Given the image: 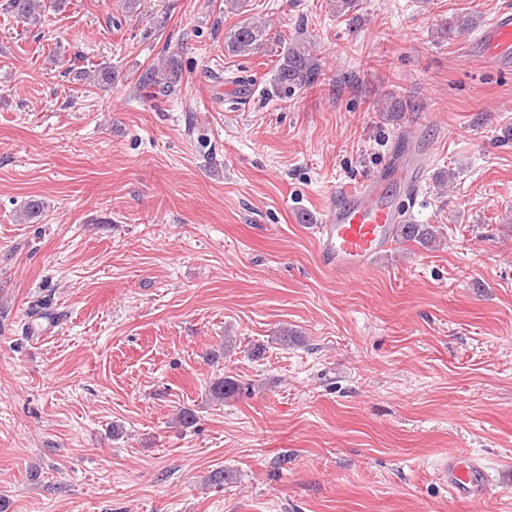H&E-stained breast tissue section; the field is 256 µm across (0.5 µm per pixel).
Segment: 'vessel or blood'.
I'll return each instance as SVG.
<instances>
[{"mask_svg":"<svg viewBox=\"0 0 512 512\" xmlns=\"http://www.w3.org/2000/svg\"><path fill=\"white\" fill-rule=\"evenodd\" d=\"M476 46L485 64L497 67L512 63V12L496 14L477 37ZM427 165L423 152H406L390 160L381 173L331 198L322 223L316 227L322 267L346 276L367 269L370 261L390 246L395 225L407 221L404 210L394 206L387 194L388 180L398 181L408 197H418ZM438 474L452 492L482 498L485 473L476 462L464 461L451 451L441 459Z\"/></svg>","mask_w":512,"mask_h":512,"instance_id":"vessel-or-blood-1","label":"vessel or blood"}]
</instances>
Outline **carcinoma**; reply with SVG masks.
I'll return each instance as SVG.
<instances>
[{"label": "carcinoma", "instance_id": "carcinoma-1", "mask_svg": "<svg viewBox=\"0 0 512 512\" xmlns=\"http://www.w3.org/2000/svg\"><path fill=\"white\" fill-rule=\"evenodd\" d=\"M66 0H5L3 10L23 22L37 24L41 12L46 8L61 9ZM271 39L266 27L253 21L244 22L232 29L226 37V47L231 53H256ZM321 69L313 53L310 42L304 39H291L283 42L278 65L270 81L267 92L273 96L286 95L295 89L308 88L320 80ZM179 77V65L170 58L158 67L147 69L138 79L140 88L148 90L154 98L171 92ZM397 237L413 240L424 245L436 243L437 234L430 224H401ZM238 384L230 379L218 378L208 388L209 396L216 402L235 393Z\"/></svg>", "mask_w": 512, "mask_h": 512}]
</instances>
